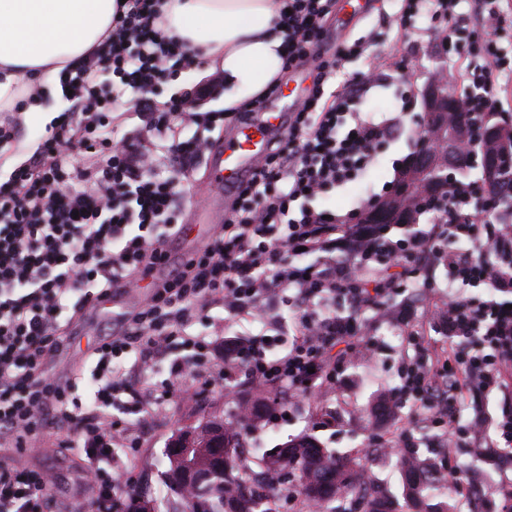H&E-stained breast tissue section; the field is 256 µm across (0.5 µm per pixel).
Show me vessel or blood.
I'll list each match as a JSON object with an SVG mask.
<instances>
[{
	"instance_id": "1",
	"label": "vessel or blood",
	"mask_w": 512,
	"mask_h": 512,
	"mask_svg": "<svg viewBox=\"0 0 512 512\" xmlns=\"http://www.w3.org/2000/svg\"><path fill=\"white\" fill-rule=\"evenodd\" d=\"M279 111L261 112L249 123L237 128L230 143H216L210 149L213 160L212 183L218 189L232 190L248 177L257 161L264 155L268 142L285 135L288 114L301 103L302 94L293 88L281 93Z\"/></svg>"
}]
</instances>
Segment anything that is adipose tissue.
Listing matches in <instances>:
<instances>
[{
    "label": "adipose tissue",
    "mask_w": 512,
    "mask_h": 512,
    "mask_svg": "<svg viewBox=\"0 0 512 512\" xmlns=\"http://www.w3.org/2000/svg\"><path fill=\"white\" fill-rule=\"evenodd\" d=\"M124 0H0V112L40 123L64 68L98 49ZM165 31L188 59L224 75V109L250 106L279 80L284 0H159Z\"/></svg>",
    "instance_id": "adipose-tissue-1"
}]
</instances>
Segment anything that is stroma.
Here are the masks:
<instances>
[{"label": "stroma", "mask_w": 512, "mask_h": 512, "mask_svg": "<svg viewBox=\"0 0 512 512\" xmlns=\"http://www.w3.org/2000/svg\"><path fill=\"white\" fill-rule=\"evenodd\" d=\"M398 10L397 0H378L368 17L355 19L342 32L337 31L335 19H328V44L346 39L369 42L368 56L350 59L345 70L351 75L367 71L370 58H377L385 75V84L366 98L361 109L377 120L395 119V132L392 138L376 146V161L365 178L301 201L298 207L292 208L291 218H299L304 209L331 211L343 216L352 210L367 208L371 199L386 198L407 161L420 150L425 136L422 92L439 68L454 62L458 42L454 39L445 45L437 42L433 36L436 21L428 15L417 17L408 31H400ZM215 79V73L203 68L180 69L157 92L135 95L133 101L123 104V114L115 119L114 127L119 134L141 139L154 156L158 173L165 176L176 173L169 151L172 142L220 138L233 127V120H225L224 124L215 127L203 120L188 121L174 130L157 134L149 130L143 115L169 108L173 99L200 88L205 89L206 94L197 107L198 112L223 111V94L211 91ZM210 171L211 160L204 154L192 168L182 173L187 192L173 215V223H193L202 196L209 190ZM146 296L143 290L130 294L116 292L107 309L81 311L83 328L80 336L70 350L51 363L50 370L61 380H78L83 404H90L93 396L89 372L84 366L88 348L119 328L122 318L136 311ZM447 299L448 276L445 267L441 266L436 270L432 287H409L391 296L385 307L393 317L392 322L382 320L378 312H368V319L377 324L369 356L347 362L336 384L287 399L275 421L245 436V446L255 453L290 437L308 434L325 447L357 458L377 436L402 442L415 419L423 415L413 400H403L393 418L384 424H369L360 408L374 395L399 389L402 366L408 356H417L433 369L441 355L457 346V339L436 329L432 319ZM264 307L265 316L259 320L249 315H229L220 304L211 306L188 329L193 339L209 345V355L200 360L202 378L186 392L147 411L134 408L113 411V421L129 427L133 441L132 447L115 451V462L127 469L129 482L118 488L112 498L114 504L128 503L131 494L143 491L154 499L157 512H167V491L161 474L167 467L164 450L171 437L176 431L194 428L211 417L229 421L237 413V395L224 392L225 337L251 340L259 336H276L284 348L295 337L303 314L301 308L284 298L265 300ZM409 328L420 332L421 351L409 347L405 334ZM72 437L69 428L50 427L37 440L38 452L0 447V461L7 466L17 469L48 466L59 472L60 478L52 492L53 512H84L90 498L82 479L86 459L65 446ZM472 446V441L465 439L451 444L434 441L421 444L420 452L425 456L445 454L454 463L468 462L469 473L463 484L480 486L484 495L475 511L471 510L468 497L457 495L460 512H512V463L503 461L495 450L488 454L472 453Z\"/></svg>", "instance_id": "obj_1"}]
</instances>
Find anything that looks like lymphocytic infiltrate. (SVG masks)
<instances>
[{"label": "lymphocytic infiltrate", "mask_w": 512, "mask_h": 512, "mask_svg": "<svg viewBox=\"0 0 512 512\" xmlns=\"http://www.w3.org/2000/svg\"><path fill=\"white\" fill-rule=\"evenodd\" d=\"M333 2L288 0L285 68L308 67L312 84L288 115L287 137L270 144L252 175L232 190L211 240L179 265H172L168 240L156 227L168 222L184 186L176 176L156 173L152 155L130 138L112 133L113 111L126 90L161 85L185 62L180 45L164 32L155 0H126L104 48L63 78L69 110L31 159L0 181V437L23 447L50 425L74 424V445L90 462L91 512H112V491L121 483L112 451L129 432L115 428L112 411L132 394L131 375L147 376L153 359L209 306L256 315L262 297L288 291L307 306L285 353L271 352L263 339L240 352L251 383L281 393L333 383L325 354L358 338L359 318L373 300L355 283L375 257L418 274L428 273L436 257L452 286L481 283L512 295V225L486 224L485 212L471 204L478 188L450 187L448 205L434 214L430 229L396 241L335 214L305 210L288 220L299 199L360 180L375 146L393 134V123L358 108L380 87L377 75L342 74L345 61L361 55L360 43L333 51L324 45ZM503 13L502 0H478L473 30L485 38L483 52L451 69L468 113L492 111L507 84L512 26ZM303 253L313 256L312 264H294ZM168 265L172 273L152 283L139 310L86 358L96 390L92 413H83L74 383L59 382L48 370L71 345L60 323L63 308L71 300L87 306L122 288L140 290ZM339 296L350 302V315L327 312ZM438 323L459 338L458 347L436 374L406 363L401 394L416 398L451 432L462 427L480 440L493 424L496 443L511 448L512 408L492 420L478 410L466 423L457 407L466 385L485 394L512 392V309L493 301L478 305L452 290ZM131 352L136 359L128 370L122 359ZM55 479L48 468L0 466V512H49Z\"/></svg>", "instance_id": "f902f5d3"}]
</instances>
